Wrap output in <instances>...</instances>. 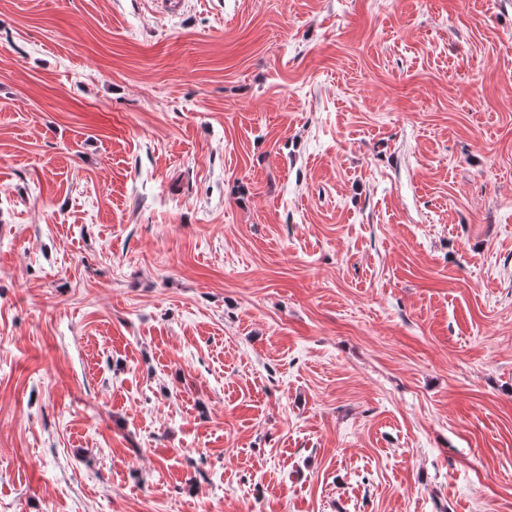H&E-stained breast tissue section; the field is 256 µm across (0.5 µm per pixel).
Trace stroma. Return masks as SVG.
<instances>
[{"label":"stroma","mask_w":512,"mask_h":512,"mask_svg":"<svg viewBox=\"0 0 512 512\" xmlns=\"http://www.w3.org/2000/svg\"><path fill=\"white\" fill-rule=\"evenodd\" d=\"M0 512H512V0H0Z\"/></svg>","instance_id":"stroma-1"}]
</instances>
